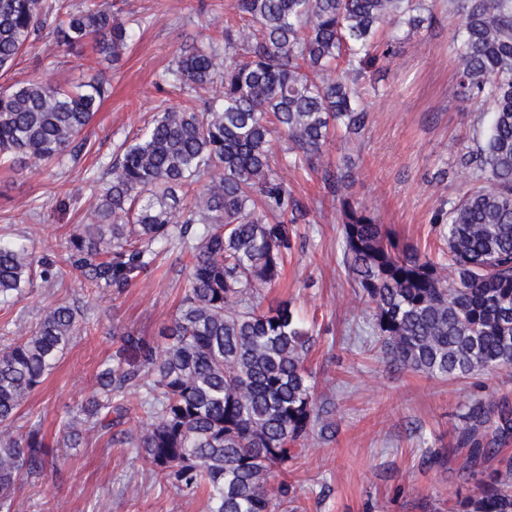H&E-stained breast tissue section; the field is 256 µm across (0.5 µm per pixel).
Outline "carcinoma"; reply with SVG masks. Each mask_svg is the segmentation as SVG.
<instances>
[{
  "label": "carcinoma",
  "mask_w": 512,
  "mask_h": 512,
  "mask_svg": "<svg viewBox=\"0 0 512 512\" xmlns=\"http://www.w3.org/2000/svg\"><path fill=\"white\" fill-rule=\"evenodd\" d=\"M460 18L456 97L490 114L474 147L458 152L477 185L436 218L448 252L433 258L403 244L345 195L349 171L323 162L327 141H349L369 113L364 69L394 53L379 39L387 24L419 29L426 0H238L224 26V53L191 46L163 74L202 90L200 104L170 107L119 146L99 179L98 203L76 225L60 263L25 240L0 241V305L38 275L46 284L74 272L93 293L120 296L177 245L192 254L186 288L159 340L114 325L116 350L95 390L64 425L67 448L90 432L123 438L181 491L207 495L208 512H278L272 469L288 465L312 437L321 406L306 366L313 336L287 301L263 305L292 255L306 207L271 164L323 168L341 205L343 262L372 312L381 347L401 369L466 378L512 368V0H448ZM121 9L69 0H0V71L52 34L68 50L94 40L117 66L132 41ZM111 85L96 76L73 86L28 80L0 88V164L64 165L85 146ZM79 301L48 308L32 328L15 325L0 348V512H12L18 483L44 472L49 445L39 428L13 430L19 410L86 328ZM143 392L137 406L127 395ZM512 405L485 397L464 414L459 447L477 492L453 512H512ZM498 465L483 474L486 463Z\"/></svg>",
  "instance_id": "cac0c4a2"
}]
</instances>
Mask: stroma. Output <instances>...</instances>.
Segmentation results:
<instances>
[{
  "mask_svg": "<svg viewBox=\"0 0 512 512\" xmlns=\"http://www.w3.org/2000/svg\"><path fill=\"white\" fill-rule=\"evenodd\" d=\"M235 0H123L122 19L142 26L117 68L92 51L75 55L45 37L0 71V86L29 79L72 85L96 74L112 84L94 122L87 148L61 167L12 171L0 167V239H29L37 255L62 260L74 227L96 204L95 178L107 170L124 139L154 113L186 102V94L162 76L189 45L222 43ZM421 29L385 27L396 52L365 73L369 119L352 144L334 138L330 162H348L350 197L365 206L401 241L438 254L448 245L433 218L473 184L450 143L473 144L485 119L479 105H462L454 93L452 49L459 20L435 8ZM278 174L310 208L298 224L294 251L280 283L266 290L269 302L291 301L316 321L307 365L317 393L328 399L329 439L315 438L271 478L286 491L295 512H448L456 497L474 493L461 471L457 443L469 400L504 397L512 402V370L480 372L466 379H433L398 369L376 346L369 308L359 302L342 262L339 202L324 189L321 171ZM191 257L173 247L160 267L120 297L88 293L78 276L50 287L34 279L13 305L0 307V347L12 340L10 324L35 325L46 309L65 300L87 305L91 323L74 339L47 379L23 403L15 428L40 427L53 449L44 473L19 484L14 512H207V498L189 495L154 474L136 453L93 439L61 447L63 424L92 394L99 365L115 350L113 325L147 338L176 312Z\"/></svg>",
  "mask_w": 512,
  "mask_h": 512,
  "instance_id": "35a3bbf8",
  "label": "stroma"
}]
</instances>
